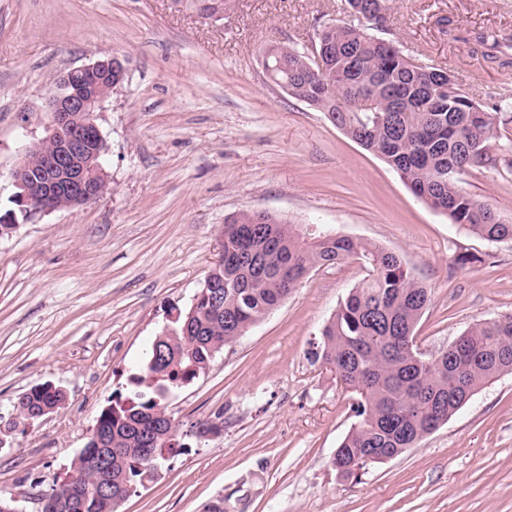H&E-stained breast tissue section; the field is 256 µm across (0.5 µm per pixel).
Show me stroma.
<instances>
[{
  "label": "stroma",
  "instance_id": "35a3bbf8",
  "mask_svg": "<svg viewBox=\"0 0 512 512\" xmlns=\"http://www.w3.org/2000/svg\"><path fill=\"white\" fill-rule=\"evenodd\" d=\"M339 21L368 25L346 0H235L216 22L171 0H0V214L25 147L46 135L56 76L104 57L126 67L96 119L107 193L0 234V412L38 382L66 393L63 408L26 431L0 429V495L19 512H37V495L140 373L172 308L190 306L227 215H285L398 254L431 291L415 328L425 356L512 313L511 240L488 242L433 211L266 77L263 45L307 51ZM387 24L401 50L448 69L482 108L505 98L512 68L449 32H497L512 55V0H394ZM496 135L498 162L468 169L458 185L512 224V123ZM364 276L355 262L315 269L205 374L169 393L185 446L119 512H205L220 495L234 512H512V373L416 447L360 479L337 477L354 397L307 351ZM219 410L221 435L189 437Z\"/></svg>",
  "mask_w": 512,
  "mask_h": 512
}]
</instances>
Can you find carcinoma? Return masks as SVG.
<instances>
[{
	"instance_id": "cac0c4a2",
	"label": "carcinoma",
	"mask_w": 512,
	"mask_h": 512,
	"mask_svg": "<svg viewBox=\"0 0 512 512\" xmlns=\"http://www.w3.org/2000/svg\"><path fill=\"white\" fill-rule=\"evenodd\" d=\"M233 0H172L178 10L222 14ZM328 49L316 64L287 44L262 49L263 65L278 86L305 102L365 150L379 156L431 209L489 242L512 239V224L491 205L462 190L455 176L496 162L491 141L496 115L512 112L503 100L491 110L477 107L457 84L439 94L442 69L392 53L387 39L352 24L324 26L315 34ZM119 71L77 76L76 84L110 96ZM360 263L366 277L340 302L320 338L307 352L311 364L336 376L357 396V424L336 449L332 464L366 470L368 456H399L446 424L485 384L512 372V314L479 322L462 333L463 343L426 358L414 328L430 294L393 252L329 231L311 233L286 216L260 219L242 211L224 219L219 258L207 277L224 284L220 306L194 297L156 336L142 371L130 388L97 416L85 448L65 477L45 493L42 512H117L136 484L151 481L159 465L182 447L166 419L168 393L205 373L224 346L235 342L277 308L315 268ZM65 402V393L44 382L31 386L5 419L26 427ZM224 430V412L195 425L208 440ZM111 490L99 489L100 480ZM83 490L79 505L59 507L61 498Z\"/></svg>"
}]
</instances>
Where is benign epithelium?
Wrapping results in <instances>:
<instances>
[{
	"label": "benign epithelium",
	"mask_w": 512,
	"mask_h": 512,
	"mask_svg": "<svg viewBox=\"0 0 512 512\" xmlns=\"http://www.w3.org/2000/svg\"><path fill=\"white\" fill-rule=\"evenodd\" d=\"M118 64L120 60L117 58L99 59L71 68L59 76L48 98L50 125L47 140L53 150L41 179L29 176L22 165L13 172L18 189L13 198L25 204L22 208L24 219L57 210L54 197L58 194L68 196L74 207L85 205L97 196L96 184L107 180L108 175L99 162L106 152L99 127L93 122L86 128H77L73 123V113L86 112L93 117L103 111L105 100L94 93L72 88V77L78 73L110 72Z\"/></svg>",
	"instance_id": "obj_1"
}]
</instances>
